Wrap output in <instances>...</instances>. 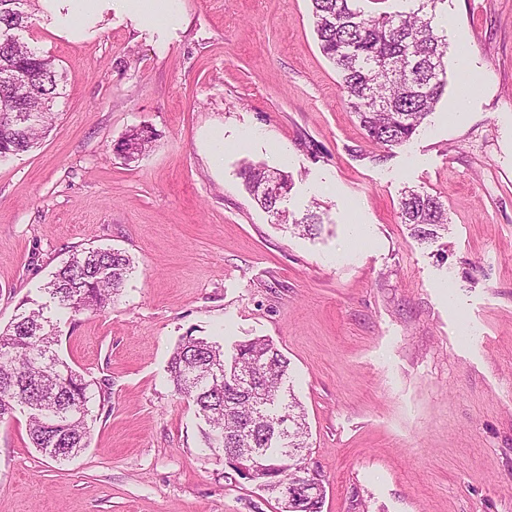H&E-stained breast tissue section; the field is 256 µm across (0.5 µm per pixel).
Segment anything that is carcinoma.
<instances>
[{"instance_id":"1","label":"carcinoma","mask_w":512,"mask_h":512,"mask_svg":"<svg viewBox=\"0 0 512 512\" xmlns=\"http://www.w3.org/2000/svg\"><path fill=\"white\" fill-rule=\"evenodd\" d=\"M366 2L311 0L312 18L320 51L340 73L348 107L382 149L373 155L381 162L386 151L410 142L433 112L447 83L448 42L436 22L439 0H406L412 7L394 12L371 10ZM37 3L0 0V160L39 143L67 82L54 59L21 37L37 16ZM16 110L43 112L45 120L17 126L11 119ZM155 136L150 129H131L113 151L122 155L135 139L143 154ZM269 172L248 165L242 176L262 208L278 215L279 204L257 192ZM399 209L402 223L422 240L448 224V209L424 190L408 191ZM131 270L129 257L118 250L84 248L61 263L46 289L61 310H99L119 295ZM56 342L57 330L41 308L18 314L0 332V418L19 405L27 408L33 447L61 461L87 447L92 381L59 358ZM168 373L175 392L189 398L208 425L206 447L250 457V481L259 489L274 493L277 478L306 467L305 418L296 400L280 397L288 360L272 343H240L228 363L221 346L185 336ZM293 501L296 512H321L323 497L298 489Z\"/></svg>"}]
</instances>
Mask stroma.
Here are the masks:
<instances>
[{
	"label": "stroma",
	"instance_id": "1",
	"mask_svg": "<svg viewBox=\"0 0 512 512\" xmlns=\"http://www.w3.org/2000/svg\"><path fill=\"white\" fill-rule=\"evenodd\" d=\"M448 84L410 143L373 160L310 0H50L24 39L66 69L58 118L0 161V330L46 305L73 251L133 261L102 310L58 322L56 350L93 380L91 435L65 463L0 419V512H281L206 447L167 365L186 335L255 337L287 358L321 512H512V0H439ZM480 83L456 106L460 47ZM156 133L138 161L114 144ZM288 171L277 223L240 171ZM448 228L412 236L406 189ZM400 218L403 224L413 226L419 239L436 236L437 231L429 227H444L448 224V210L436 195L424 190H410L401 198Z\"/></svg>",
	"mask_w": 512,
	"mask_h": 512
}]
</instances>
